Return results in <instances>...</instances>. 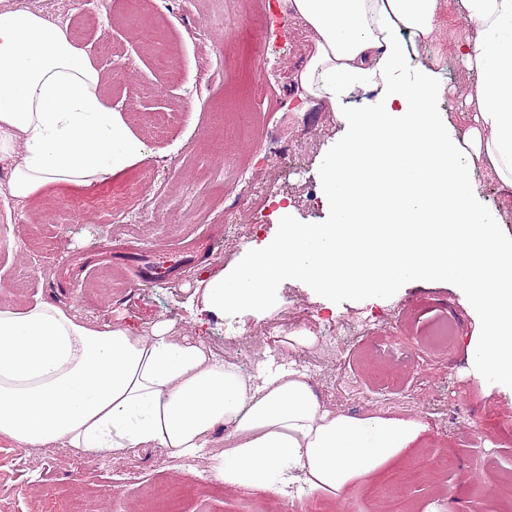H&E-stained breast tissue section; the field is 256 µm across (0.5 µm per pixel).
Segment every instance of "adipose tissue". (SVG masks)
Wrapping results in <instances>:
<instances>
[{
  "mask_svg": "<svg viewBox=\"0 0 512 512\" xmlns=\"http://www.w3.org/2000/svg\"><path fill=\"white\" fill-rule=\"evenodd\" d=\"M280 4L312 45L293 74L298 111L323 104L348 115L353 134L325 171L330 223L283 225L233 272L200 280L204 310L272 311L274 285L291 275L325 295L368 297L446 279L484 316L475 357L512 382V241L498 235L473 176L480 161L512 189V0H455L471 25L452 43L471 80L472 124L460 138L436 110L437 71L405 76L410 57L439 38L445 0ZM102 83L65 28L36 11L0 10V159L10 161L11 197L77 192L145 159ZM363 87L379 89L381 110L350 109ZM219 426L224 449L207 453ZM424 430L389 414L332 412L292 361L244 376L169 321L135 332L43 300L0 304V437L20 450L205 453L228 488L275 491L298 471L309 491L342 497L400 463Z\"/></svg>",
  "mask_w": 512,
  "mask_h": 512,
  "instance_id": "ef3b65f1",
  "label": "adipose tissue"
}]
</instances>
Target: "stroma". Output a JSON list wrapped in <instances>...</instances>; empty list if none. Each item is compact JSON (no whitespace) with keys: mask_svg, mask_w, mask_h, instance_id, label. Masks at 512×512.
I'll return each instance as SVG.
<instances>
[{"mask_svg":"<svg viewBox=\"0 0 512 512\" xmlns=\"http://www.w3.org/2000/svg\"><path fill=\"white\" fill-rule=\"evenodd\" d=\"M236 0H0V8L28 6L65 26L105 76L104 95L127 118L148 157L88 192L67 198L45 193L20 203L6 191L8 160H0V304L22 308L41 299L101 324L140 330L164 320L205 345L223 341L225 328L238 326L242 371L279 359L278 334L255 335L258 325L292 323L315 336L311 351L329 354L333 382L312 373L311 384L326 408L362 417L390 413L426 423L416 448L392 474L351 488L345 497L325 496L329 512H500L492 488L500 473L512 471V437L490 436L473 446L469 427L487 430L512 424V382L487 376L470 355L482 317L465 289L447 281L398 285L378 300L360 295L321 296L305 279L291 276L273 292L280 306L266 315L201 313L193 299L196 282L246 261L253 248L276 241L283 223L325 224L326 161L351 134L348 120L324 106L289 109L291 76L310 50L295 22L281 15L266 30L263 57L245 60L232 49L248 19ZM157 23L172 58L133 30L134 19ZM469 24L453 7L442 17L440 40L421 52L422 64L437 62L444 86L436 103L444 122L463 135L472 109L464 102L467 72L449 48ZM288 165L267 161L273 150ZM248 162L256 182L269 185L278 200L264 223L251 222L242 208L235 225L224 222L232 180ZM166 180L163 192L153 181ZM474 178L485 208L501 217L499 234L512 240V190L486 171ZM152 195L142 223L113 231L99 199L124 201L128 183ZM201 236L213 239L212 254L180 275L142 287H128L132 272H116L110 252L134 249L163 255ZM459 332L446 357L430 358L416 341L448 314ZM367 320L355 333L348 324ZM453 457L445 472L439 460ZM101 468L58 448L18 451L0 438V512H138L148 492L186 489L181 512H265L268 491L221 487L190 493L209 472L206 458L178 465L164 448L126 456L103 455Z\"/></svg>","mask_w":512,"mask_h":512,"instance_id":"35a3bbf8","label":"stroma"}]
</instances>
